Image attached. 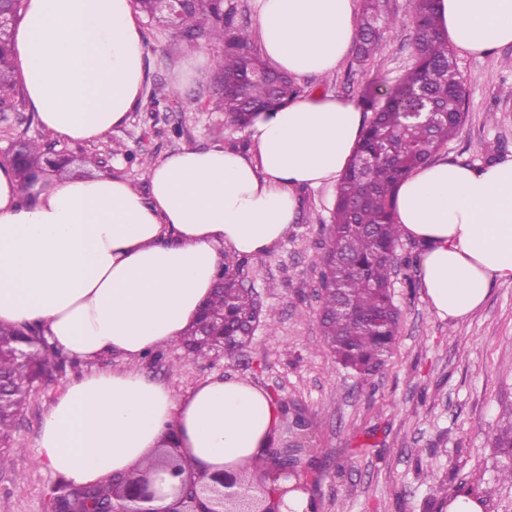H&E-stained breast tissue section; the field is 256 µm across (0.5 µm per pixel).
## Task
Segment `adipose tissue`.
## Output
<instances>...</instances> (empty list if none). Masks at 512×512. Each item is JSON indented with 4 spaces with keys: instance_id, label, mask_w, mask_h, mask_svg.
Returning a JSON list of instances; mask_svg holds the SVG:
<instances>
[{
    "instance_id": "adipose-tissue-1",
    "label": "adipose tissue",
    "mask_w": 512,
    "mask_h": 512,
    "mask_svg": "<svg viewBox=\"0 0 512 512\" xmlns=\"http://www.w3.org/2000/svg\"><path fill=\"white\" fill-rule=\"evenodd\" d=\"M257 36L276 69L333 73L357 35L354 0H258ZM457 49L512 43V0H438ZM16 74L40 123L69 141L122 124L144 88L133 0H24L13 31ZM362 112L313 93L258 113L250 153L186 147L148 173L149 195L95 174L20 185L0 166V323L38 326L71 357L136 361L178 341L210 296L225 252L256 257L297 219V188L340 179ZM394 217L424 247L430 309L464 318L491 287L512 283V158L440 161L399 183ZM278 422L273 398L219 376L187 397L131 369L74 380L45 415L40 462L74 485L104 484L162 449L189 472L255 459Z\"/></svg>"
}]
</instances>
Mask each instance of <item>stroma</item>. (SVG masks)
I'll list each match as a JSON object with an SVG mask.
<instances>
[{"mask_svg": "<svg viewBox=\"0 0 512 512\" xmlns=\"http://www.w3.org/2000/svg\"><path fill=\"white\" fill-rule=\"evenodd\" d=\"M381 51L367 63L348 54L329 75H307L306 93L331 94L368 112L364 91L378 80L394 84L413 62L409 0H378ZM146 84L128 119L103 138L72 142L46 130L28 106L0 115V164L22 137L39 140L57 163L51 178H81V157L99 160L98 172L130 181L148 193L152 165L185 147L205 149L215 141L250 151L246 130L227 123L216 109L213 71L182 78L184 61L196 53L222 54V46L190 40L165 23L142 20ZM465 78V122L436 160L484 165L512 156V44L479 56L456 51ZM121 154H113L115 144ZM298 218L266 255L238 260L245 282L263 305L275 309L274 327L259 326L235 358L223 355L191 362L181 343L161 348L135 364L146 378L186 396L211 377L245 381L303 408L316 424L310 437L317 512H443L439 494L423 478L434 469L453 473V486L482 495L485 512H512V486L496 482L492 445L500 415L512 408V283L494 284L484 304L456 320L430 310L419 266L421 247L401 238L392 292L400 310L394 354L372 380L362 381L326 354L316 311L315 262L327 236L336 187H302ZM109 356L92 364L66 359L63 371L28 396L9 443L0 454L14 468L0 471V512H46L52 490L64 478L37 463L45 414L74 380L93 370H116Z\"/></svg>", "mask_w": 512, "mask_h": 512, "instance_id": "1", "label": "stroma"}]
</instances>
